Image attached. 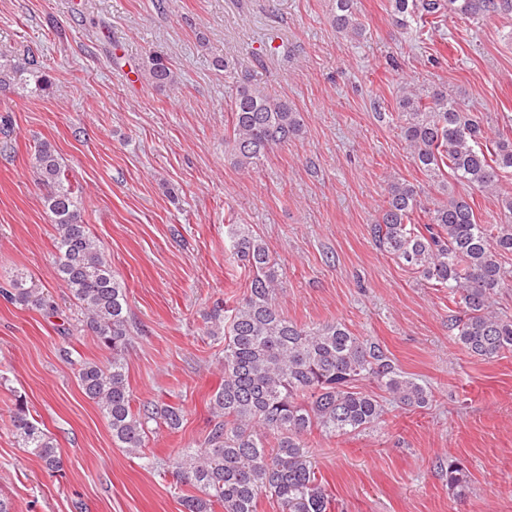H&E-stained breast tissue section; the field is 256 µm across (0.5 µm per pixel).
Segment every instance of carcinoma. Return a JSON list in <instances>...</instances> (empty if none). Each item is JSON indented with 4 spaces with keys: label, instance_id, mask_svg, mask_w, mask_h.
<instances>
[{
    "label": "carcinoma",
    "instance_id": "1",
    "mask_svg": "<svg viewBox=\"0 0 512 512\" xmlns=\"http://www.w3.org/2000/svg\"><path fill=\"white\" fill-rule=\"evenodd\" d=\"M331 22L352 40L364 36L356 0H335ZM472 18L511 16L512 0H393L392 20L399 28L422 25L444 12ZM147 82L161 88L176 83L169 60L149 53L139 66ZM30 96L53 91L54 82L35 55L23 60L0 52V89ZM401 136L417 166L448 192V200L425 206L406 181L388 184L372 238L380 251L433 286L448 289L459 308L452 323L455 339L483 360L512 351V319L498 314L494 297L512 282L502 257L512 254V194L501 185L512 171V138L492 132L478 115L465 111L446 90L409 86L399 99ZM232 134L227 154L233 166L251 173L278 146L298 137L303 124L284 97L242 79L231 108ZM35 176L46 190L44 204L55 224V268L80 308L84 327L112 351L106 364L77 363L79 386L94 402L112 440L142 460L146 468L172 467L177 480L198 494L181 498L184 512H257L265 495L280 512H332L333 498L306 451L313 432L329 438L356 435L384 421L386 408L368 382L404 409L425 408L431 391L407 377L372 339L357 336L339 321L311 326L288 319L276 303L278 279L267 247L248 225H231L230 241L252 277L243 297L209 314L207 335L224 339V381L209 401V430L202 448H182L169 460L145 453L151 425L171 431L182 427L180 407L160 401L133 404L127 383L125 349L136 324L128 311L125 283L112 271L103 248L84 222L78 191L70 184L52 146L40 143ZM471 189L497 197L504 221L481 224L468 198L448 189L447 176ZM427 216L412 223L416 211ZM0 298L31 306L51 317L58 306L31 275L16 271ZM12 433L50 473L63 470L56 440L30 417L19 399L11 417ZM448 489L465 494L468 472L456 459L443 464Z\"/></svg>",
    "mask_w": 512,
    "mask_h": 512
}]
</instances>
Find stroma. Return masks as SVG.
I'll return each mask as SVG.
<instances>
[{
    "instance_id": "1",
    "label": "stroma",
    "mask_w": 512,
    "mask_h": 512,
    "mask_svg": "<svg viewBox=\"0 0 512 512\" xmlns=\"http://www.w3.org/2000/svg\"><path fill=\"white\" fill-rule=\"evenodd\" d=\"M334 0H0V51L33 50L53 93L0 91V286L29 272L59 306L48 317L0 299V494L14 512H182L193 489L171 469H145L119 448L82 394L75 362L111 353L78 324L58 280L55 226L33 175L48 142L82 191V214L128 288L139 331L125 352L135 401L178 405L176 432L150 434L167 458L199 445L223 380L224 343L206 315L241 297L250 272L230 227L249 225L278 275L276 301L301 325L338 320L378 342L432 392L358 435L312 433L308 451L335 512H512V352L483 360L457 344V308L381 252L371 237L391 180L425 204L443 196L401 137L404 83L444 85L464 109L512 135V16L449 13L422 33L392 22V0H357L363 39L338 33ZM177 84L128 82L150 52ZM228 59L218 70L215 60ZM301 114L302 134L253 173L224 148L242 71ZM69 335H61L60 327ZM55 438L64 472L51 475L13 438L17 400ZM469 474L448 489L447 459Z\"/></svg>"
}]
</instances>
